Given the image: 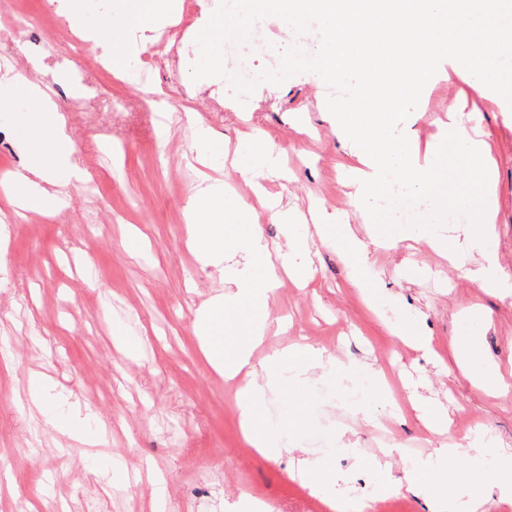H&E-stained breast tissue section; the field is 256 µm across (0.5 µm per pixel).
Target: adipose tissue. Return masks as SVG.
<instances>
[{"label":"adipose tissue","instance_id":"ef3b65f1","mask_svg":"<svg viewBox=\"0 0 512 512\" xmlns=\"http://www.w3.org/2000/svg\"><path fill=\"white\" fill-rule=\"evenodd\" d=\"M163 5V0H135L130 13H119L103 20L87 32L88 41L107 47L123 43L130 20L147 17ZM22 112L29 130L18 144L27 163L11 181L0 188V198L12 206L15 215L24 211L46 208L59 211L64 200L63 178L71 176V149L65 122L53 112L45 83H36L22 73L8 69L0 72V112ZM236 171L245 182L258 185L268 174L278 169L280 152L276 144L264 137L244 141L239 149ZM272 222L284 225V242L272 247L263 239L256 226L228 229L229 220L241 219L243 204L225 196L222 186L201 181L189 205V242L197 256L213 261L224 256L226 242H233L252 264V274L235 279L233 287L200 309L195 320V333L202 342V352L211 367L225 379H244L237 392V411L243 436L249 447L264 455H279L280 449L261 412L266 394L285 385L304 384L312 374L326 378L344 377L352 381H368L373 391L383 392L387 384L380 373L371 367L344 363L324 356L308 344H297L255 362L254 353L267 341L269 329L267 305L282 276L290 275L305 283L312 274L311 246L308 237L295 234L294 218L278 202L269 201ZM314 227L316 236L336 243L349 256V276L367 290L366 300L380 307L381 299L372 285L366 259L365 245L354 234L351 224L341 215L318 212ZM242 307L248 312V326L238 337L223 334L224 312ZM454 357L460 365L471 370L476 380L496 394L512 393V383L501 372L482 368L477 359L476 337H457Z\"/></svg>","mask_w":512,"mask_h":512}]
</instances>
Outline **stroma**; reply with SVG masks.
I'll return each mask as SVG.
<instances>
[{"instance_id": "35a3bbf8", "label": "stroma", "mask_w": 512, "mask_h": 512, "mask_svg": "<svg viewBox=\"0 0 512 512\" xmlns=\"http://www.w3.org/2000/svg\"><path fill=\"white\" fill-rule=\"evenodd\" d=\"M131 27L129 53H143L137 75L112 79L100 71L102 48L74 51L72 0H0V68L38 66L57 112L66 120L72 162L84 181L65 189L51 217L18 220L0 212V512H28L42 501L50 512H328L301 478L303 458H324L345 503L385 502L378 484L398 486L402 512H427L409 489L411 463L435 447L475 435L512 449V396L499 398L457 366L456 337L477 332L478 356L512 372V285L479 288L426 245L406 240L370 252L386 301L366 304L336 245L314 241V276L306 286L283 280L270 298L272 317H287L286 333L270 337L254 358L302 341L343 362L369 363L388 381L387 394L360 395L348 380L312 377L301 389L268 394L262 409L278 431L282 453L270 459L249 448L238 420L237 383L205 361L194 332L198 310L250 266L234 249L207 265L188 239L186 206L202 177L248 198L229 160L244 132L278 146L282 175L266 182L289 210L316 199L345 212L366 239L365 209L351 203L339 173L352 158L336 132L331 93L313 72L281 85L259 84L238 102L222 78L192 81L195 42L219 0H193ZM257 69L297 45L314 52L316 32L297 34L284 20H261ZM162 91L147 100L140 84ZM476 113L497 167L498 255L512 282V112L478 92L455 98L447 85L423 93L404 122L407 137L431 141L449 107ZM204 124L223 140L226 160L205 159L194 129ZM170 129L158 138L159 127ZM94 196H87L86 186ZM417 318L432 344L424 353L388 335L384 323ZM123 325L142 338L137 358L112 342ZM51 383L59 412L78 406L86 433L71 438L31 408L35 375ZM308 404L304 426L285 424L288 407ZM441 405L450 434L429 431L420 405ZM449 473L472 468L483 476L486 512H512L500 498L504 479L493 461L452 458Z\"/></svg>"}]
</instances>
